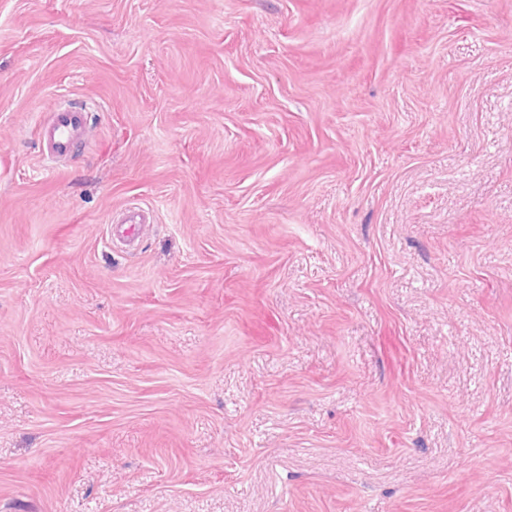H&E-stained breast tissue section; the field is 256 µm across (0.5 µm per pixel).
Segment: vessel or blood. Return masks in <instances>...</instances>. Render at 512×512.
I'll use <instances>...</instances> for the list:
<instances>
[{"mask_svg": "<svg viewBox=\"0 0 512 512\" xmlns=\"http://www.w3.org/2000/svg\"><path fill=\"white\" fill-rule=\"evenodd\" d=\"M37 136L43 156L57 162L73 152L79 144L91 140L94 131L81 109L57 107L39 122Z\"/></svg>", "mask_w": 512, "mask_h": 512, "instance_id": "obj_1", "label": "vessel or blood"}]
</instances>
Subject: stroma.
I'll list each match as a JSON object with an SVG mask.
<instances>
[{
  "label": "stroma",
  "instance_id": "1",
  "mask_svg": "<svg viewBox=\"0 0 512 512\" xmlns=\"http://www.w3.org/2000/svg\"><path fill=\"white\" fill-rule=\"evenodd\" d=\"M0 512H512V0H0ZM37 136L42 146V155L58 163L68 156L79 144L87 143L94 136L85 113L78 108L55 107L47 118L37 126ZM144 223L143 215L137 211L130 213L122 221V224H117L115 227V236L123 239L126 242H133L138 239Z\"/></svg>",
  "mask_w": 512,
  "mask_h": 512
}]
</instances>
